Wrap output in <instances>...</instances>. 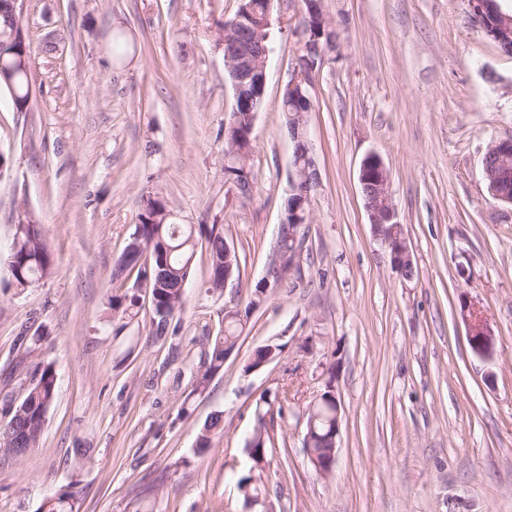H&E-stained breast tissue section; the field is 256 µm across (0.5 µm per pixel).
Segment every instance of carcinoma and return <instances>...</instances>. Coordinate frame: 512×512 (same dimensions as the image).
<instances>
[{"instance_id": "1", "label": "carcinoma", "mask_w": 512, "mask_h": 512, "mask_svg": "<svg viewBox=\"0 0 512 512\" xmlns=\"http://www.w3.org/2000/svg\"><path fill=\"white\" fill-rule=\"evenodd\" d=\"M303 29L309 39L340 37L337 29L322 28L314 15L308 13L304 17ZM31 55L30 42L27 36L20 33L15 41L0 45V58L4 63L14 65L12 69L0 71V86L10 93L14 104L21 108L30 102V72L17 66V61L22 58L29 60ZM238 149L240 154L229 157L230 164L224 168V174L235 182L247 181L250 179V140L242 138ZM165 210L166 205L155 196L148 195L142 200L136 230L141 234V243L152 244L150 265L139 264L135 252L125 251L119 259L120 271L137 270V280L149 288L153 310L152 326L159 335L164 334L172 322L181 321L185 302L180 293V283L190 276L199 244H206L209 255L207 291H219L220 282L224 278V228L214 224L209 229L197 230L192 224H173L165 219ZM20 223L25 225L21 246L8 259V266L13 268L11 276L15 287L24 289L47 277L53 263L40 225L27 217L20 220ZM109 305L113 316L131 320L138 315L139 296L115 294L109 299ZM244 328L240 312L234 311V316L224 322L200 358L193 375L195 391L203 392L210 379L224 368V361L235 350ZM56 382L53 365L37 363L26 396L21 401L26 425L29 426L25 443L32 448L39 443L47 413L55 398ZM331 391L332 388H327L322 399L312 406L316 420L310 451L320 458L326 457L328 437L335 423L336 402L330 397ZM272 444L273 439L266 432L261 436H253L249 442V457L254 463H259L266 459ZM78 509V491L70 487L46 501L41 512H78Z\"/></svg>"}]
</instances>
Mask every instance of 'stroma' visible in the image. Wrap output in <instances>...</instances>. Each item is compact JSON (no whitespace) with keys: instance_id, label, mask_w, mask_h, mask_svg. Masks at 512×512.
<instances>
[{"instance_id":"35a3bbf8","label":"stroma","mask_w":512,"mask_h":512,"mask_svg":"<svg viewBox=\"0 0 512 512\" xmlns=\"http://www.w3.org/2000/svg\"><path fill=\"white\" fill-rule=\"evenodd\" d=\"M239 0H24L31 101L0 89V423L38 362L57 391L36 448L0 449V512H38L67 485L80 512H512V206L482 158L512 138V56L469 0H323L341 32L310 89V195L298 271L247 309L277 245L294 143L281 93L297 66L302 0H273L276 51L251 134L253 190L224 179V22ZM378 154L416 273L403 279L361 193ZM171 222L222 225L240 276L207 292L199 249L178 329L152 334L147 289L116 275L143 196ZM41 225L53 271L15 288L4 262L20 209ZM138 316L113 319L116 291ZM248 312L200 395L193 371L225 309ZM493 334L469 344L466 308ZM278 345L255 372L254 351ZM341 410L336 464L320 476L305 410L326 387ZM267 407L264 493L237 481ZM223 431L197 449L213 414ZM484 178L488 184L489 193L498 201L512 205V196L507 187L508 170L498 171L488 166L486 162L482 163Z\"/></svg>"}]
</instances>
